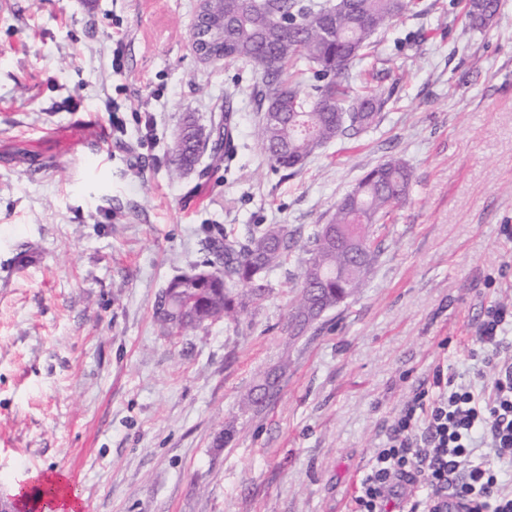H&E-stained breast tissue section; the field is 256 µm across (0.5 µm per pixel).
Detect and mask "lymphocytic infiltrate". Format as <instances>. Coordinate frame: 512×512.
<instances>
[{
	"instance_id": "lymphocytic-infiltrate-1",
	"label": "lymphocytic infiltrate",
	"mask_w": 512,
	"mask_h": 512,
	"mask_svg": "<svg viewBox=\"0 0 512 512\" xmlns=\"http://www.w3.org/2000/svg\"><path fill=\"white\" fill-rule=\"evenodd\" d=\"M512 309L491 310L480 329L484 349L497 357L499 375L491 387L455 382L433 371V390H420L395 416L361 481L353 512H383L397 489L426 484L415 512H441L448 497L464 512H512V491L503 473L472 463L471 449L482 443L498 460L512 464V355L501 353L499 331Z\"/></svg>"
}]
</instances>
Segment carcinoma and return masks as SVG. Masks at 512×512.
<instances>
[{"mask_svg":"<svg viewBox=\"0 0 512 512\" xmlns=\"http://www.w3.org/2000/svg\"><path fill=\"white\" fill-rule=\"evenodd\" d=\"M415 0H338L336 38L312 30L304 33L293 20L316 7L313 0H267V13L250 11L246 0H215L212 21L224 29L226 62L269 65L258 97L261 110L278 107L279 118L262 123L257 136L276 170H299L316 150L350 132L356 133L379 118L387 99L350 81L353 62L368 54L371 37L392 19L410 11ZM498 0H469L471 28L491 26ZM305 69L297 70V62ZM199 118H183L170 163L179 174L193 169L208 152L222 160L231 146L226 123L206 130L222 131L224 145L201 147L195 131ZM405 164L391 159L371 171L355 188V196L341 200L327 223L302 236L286 224L255 226L239 241L213 238L204 269L173 276L162 292L158 321L169 332L200 329L223 319L238 322L248 307L270 289L269 275L297 247L308 255L288 335L309 325L315 299L333 309L362 288L377 263L381 247L370 239L369 227L380 213L399 204L409 190Z\"/></svg>","mask_w":512,"mask_h":512,"instance_id":"obj_1","label":"carcinoma"}]
</instances>
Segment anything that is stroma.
Masks as SVG:
<instances>
[{
    "label": "stroma",
    "mask_w": 512,
    "mask_h": 512,
    "mask_svg": "<svg viewBox=\"0 0 512 512\" xmlns=\"http://www.w3.org/2000/svg\"><path fill=\"white\" fill-rule=\"evenodd\" d=\"M466 4L417 0L375 34L351 73L377 71L378 121L287 176L255 136L260 66L197 63L196 0H0L1 497L62 472L80 512H351L398 410L435 367L472 380L488 307L512 306V0L483 30ZM228 111L229 160L171 175L184 117ZM90 114L108 143L74 128ZM391 158L409 193L345 305L286 338L295 249L238 323L161 332L210 237L310 233Z\"/></svg>",
    "instance_id": "obj_1"
}]
</instances>
